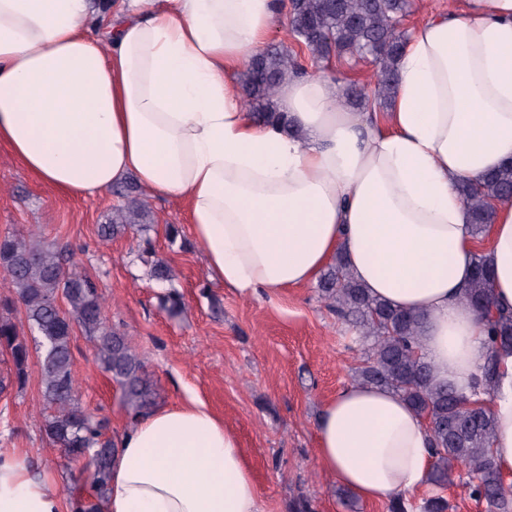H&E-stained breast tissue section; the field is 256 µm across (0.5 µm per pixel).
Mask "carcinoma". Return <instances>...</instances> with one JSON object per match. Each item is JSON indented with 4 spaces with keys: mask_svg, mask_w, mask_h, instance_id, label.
I'll use <instances>...</instances> for the list:
<instances>
[{
    "mask_svg": "<svg viewBox=\"0 0 512 512\" xmlns=\"http://www.w3.org/2000/svg\"><path fill=\"white\" fill-rule=\"evenodd\" d=\"M407 12L408 0H292L287 25L296 27L295 40L316 63L333 56L372 58L377 73L371 93L385 104L392 98L395 64L406 40L400 18ZM301 71L297 54L284 48L253 55L240 76L249 111L265 122L291 128L278 106L277 88L288 75ZM127 191L125 204L112 212L109 223L99 225L102 248L129 228L150 230L147 204L134 195V187ZM459 194L470 211L474 233L483 232L491 224L493 203L512 198V164L477 182L462 183ZM67 262L64 251L34 231L0 234V286L7 289L0 297V353L11 361L9 371L0 373V394L24 389L30 342H35L41 352L43 401L52 410L44 433L65 458L89 464L92 491L72 494V512H101L116 448L105 436L108 419L79 402L73 373L75 331L95 342L98 363L118 385L132 417L153 408L159 392L127 337L107 323L109 296ZM492 280L487 258L474 257L464 302L479 313L487 333L489 353L479 385L488 394L497 388L494 349L512 345V315L490 309ZM319 294L356 333L361 356L354 380L394 391L429 420L435 452L431 481L442 485L453 471L465 470L475 479L473 497L485 500L492 512H512V489L505 487L492 457L491 413L435 382L430 364L419 355L423 314L372 296L340 257L321 276ZM59 301L63 306H57ZM19 306L24 326L13 318Z\"/></svg>",
    "mask_w": 512,
    "mask_h": 512,
    "instance_id": "obj_1",
    "label": "carcinoma"
}]
</instances>
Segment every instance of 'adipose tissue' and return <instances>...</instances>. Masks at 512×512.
I'll use <instances>...</instances> for the list:
<instances>
[{
    "label": "adipose tissue",
    "mask_w": 512,
    "mask_h": 512,
    "mask_svg": "<svg viewBox=\"0 0 512 512\" xmlns=\"http://www.w3.org/2000/svg\"><path fill=\"white\" fill-rule=\"evenodd\" d=\"M280 0H121L92 36L93 0H0V144L45 184L89 197L135 177L188 204L209 271L246 295L315 281L336 255L371 295L424 312L436 382L474 398L487 354L462 301L474 233L458 187L512 162V0H465L409 36L386 127L342 82L288 76L295 133L257 121L235 75ZM492 302L512 311V199L496 202ZM486 397L494 461L512 474V347ZM319 468L366 501L407 496L434 458L427 419L351 383L317 422ZM0 448V512H70ZM103 512H263L237 433L200 402L159 406L118 438Z\"/></svg>",
    "instance_id": "obj_1"
}]
</instances>
